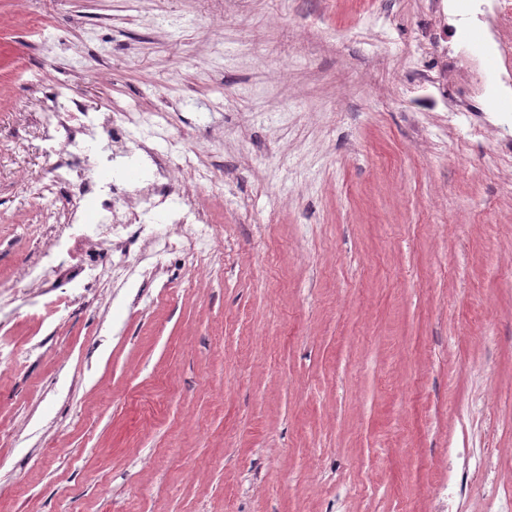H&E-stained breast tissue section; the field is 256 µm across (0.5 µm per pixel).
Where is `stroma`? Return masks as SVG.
I'll use <instances>...</instances> for the list:
<instances>
[{
    "mask_svg": "<svg viewBox=\"0 0 512 512\" xmlns=\"http://www.w3.org/2000/svg\"><path fill=\"white\" fill-rule=\"evenodd\" d=\"M502 38L453 0H0V512L512 500ZM61 86L157 113L156 159L210 168L221 266L20 287L66 218L41 203Z\"/></svg>",
    "mask_w": 512,
    "mask_h": 512,
    "instance_id": "1",
    "label": "stroma"
}]
</instances>
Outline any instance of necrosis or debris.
I'll list each match as a JSON object with an SVG mask.
<instances>
[{"mask_svg":"<svg viewBox=\"0 0 512 512\" xmlns=\"http://www.w3.org/2000/svg\"><path fill=\"white\" fill-rule=\"evenodd\" d=\"M45 151L53 160L49 186L62 191L67 205L65 223L55 225L51 245L40 264L22 269L19 278L46 288L90 290L113 280L146 259L130 250L141 241L149 251L188 254L194 261L213 265L216 227L188 197H175L173 171L151 165L148 192L129 189L121 178L95 182L88 174L98 161L123 164L139 142L123 111L100 115L71 97L63 111L46 115ZM179 204L170 209L168 227L158 229L148 216L169 198ZM83 243L82 258L68 265L59 252Z\"/></svg>","mask_w":512,"mask_h":512,"instance_id":"4bbe7bcc","label":"necrosis or debris"}]
</instances>
